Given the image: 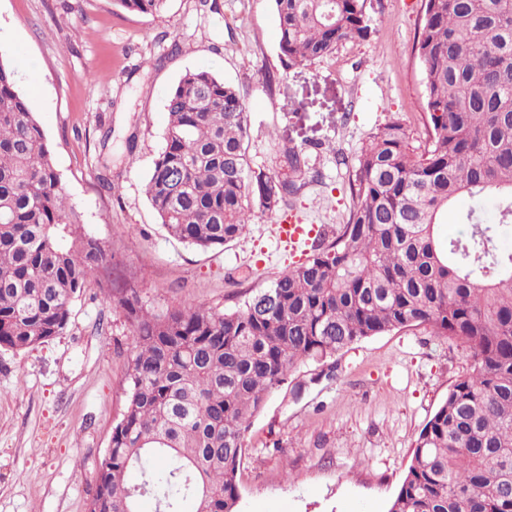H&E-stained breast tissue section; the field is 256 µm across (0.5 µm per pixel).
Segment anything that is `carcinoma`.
Instances as JSON below:
<instances>
[{
  "label": "carcinoma",
  "mask_w": 512,
  "mask_h": 512,
  "mask_svg": "<svg viewBox=\"0 0 512 512\" xmlns=\"http://www.w3.org/2000/svg\"><path fill=\"white\" fill-rule=\"evenodd\" d=\"M156 15L165 0H114ZM285 68L364 41L366 0H270ZM414 52L428 142L391 119L349 175L353 207L336 239L235 310L185 304L155 313L132 288L110 294L130 324L123 412L92 496L99 512H238L251 420L300 361L324 362L393 330L429 327L456 340L470 371L418 433L388 512H512V0H424ZM165 145L145 194L169 235L199 250L239 238L252 202L273 212L298 192L308 151L288 147L290 176L254 170L236 88L186 72L166 101ZM495 196L499 222L476 208L466 233L438 226L461 195ZM106 249L79 231L51 150L0 50V348L61 335L71 306L99 282Z\"/></svg>",
  "instance_id": "carcinoma-1"
}]
</instances>
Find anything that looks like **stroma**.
Returning a JSON list of instances; mask_svg holds the SVG:
<instances>
[{
    "label": "stroma",
    "instance_id": "obj_1",
    "mask_svg": "<svg viewBox=\"0 0 512 512\" xmlns=\"http://www.w3.org/2000/svg\"><path fill=\"white\" fill-rule=\"evenodd\" d=\"M423 0H367L373 32L292 68L279 57L269 0H167L160 15L113 0H0V49L43 76L35 117L84 234L111 263L101 279L135 288L163 312L192 302L233 308L331 243L347 223L349 170L377 129L404 120L424 145V87L414 53ZM205 68L239 92L253 169L286 177L284 146L331 140L287 207L255 217L224 248L170 237L144 193L164 146L166 97ZM278 224H304L291 247ZM130 326L105 289L85 288L66 332L0 348V512H87L126 399ZM470 367L456 342L427 327L304 361L274 390L246 434L239 512H387L415 439Z\"/></svg>",
    "mask_w": 512,
    "mask_h": 512
}]
</instances>
